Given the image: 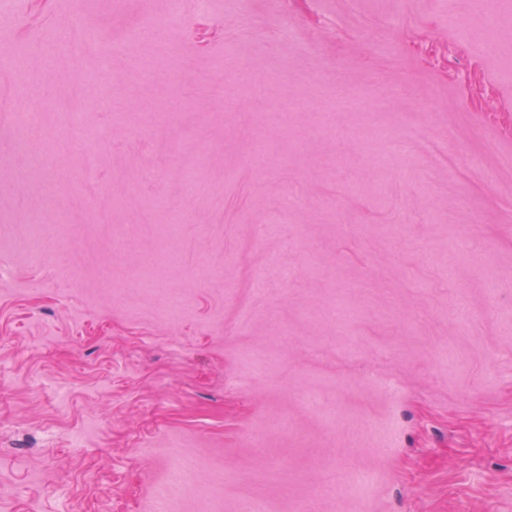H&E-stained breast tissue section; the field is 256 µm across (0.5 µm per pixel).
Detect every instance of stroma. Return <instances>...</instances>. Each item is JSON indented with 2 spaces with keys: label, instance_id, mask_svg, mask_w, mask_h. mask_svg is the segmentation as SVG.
Returning a JSON list of instances; mask_svg holds the SVG:
<instances>
[{
  "label": "stroma",
  "instance_id": "stroma-1",
  "mask_svg": "<svg viewBox=\"0 0 512 512\" xmlns=\"http://www.w3.org/2000/svg\"><path fill=\"white\" fill-rule=\"evenodd\" d=\"M169 2L0 0V512H512V0ZM0 78L13 84L21 95L35 96V91L24 81L19 64L4 54L1 55L0 59Z\"/></svg>",
  "mask_w": 512,
  "mask_h": 512
}]
</instances>
